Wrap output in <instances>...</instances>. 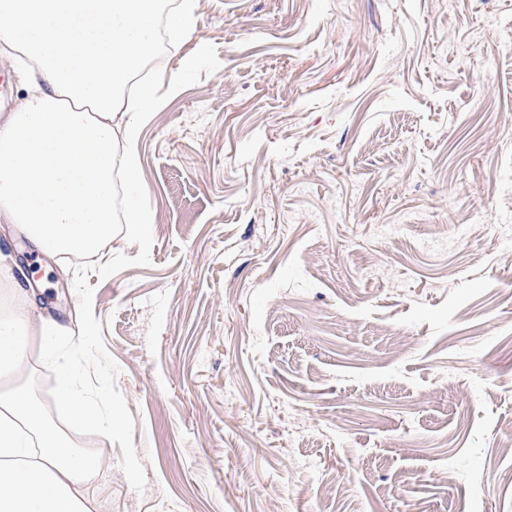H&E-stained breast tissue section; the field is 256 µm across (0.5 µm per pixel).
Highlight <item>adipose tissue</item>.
Masks as SVG:
<instances>
[{
    "label": "adipose tissue",
    "mask_w": 512,
    "mask_h": 512,
    "mask_svg": "<svg viewBox=\"0 0 512 512\" xmlns=\"http://www.w3.org/2000/svg\"><path fill=\"white\" fill-rule=\"evenodd\" d=\"M166 0H0V50L27 65L26 99L0 121V220L43 251L78 264L112 240L117 177H135L136 144L154 100L143 74L155 21L176 40L184 15ZM92 328L44 314L0 265V512H91L97 454L78 449L29 382L32 357L50 360L72 426L111 435V406L78 385L59 346L98 362Z\"/></svg>",
    "instance_id": "obj_1"
}]
</instances>
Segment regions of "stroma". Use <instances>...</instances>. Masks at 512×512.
I'll list each match as a JSON object with an SVG mask.
<instances>
[{"mask_svg": "<svg viewBox=\"0 0 512 512\" xmlns=\"http://www.w3.org/2000/svg\"><path fill=\"white\" fill-rule=\"evenodd\" d=\"M188 27L112 243L65 269L0 233L92 328L100 512H512V0H194Z\"/></svg>", "mask_w": 512, "mask_h": 512, "instance_id": "obj_1", "label": "stroma"}]
</instances>
